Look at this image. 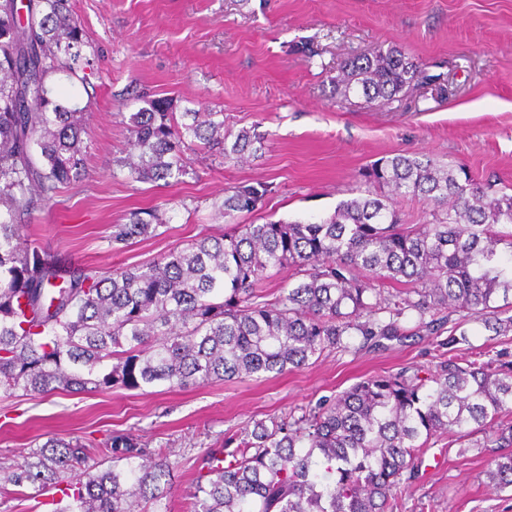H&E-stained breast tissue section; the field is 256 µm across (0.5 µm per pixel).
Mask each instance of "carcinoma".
Segmentation results:
<instances>
[{
	"label": "carcinoma",
	"mask_w": 512,
	"mask_h": 512,
	"mask_svg": "<svg viewBox=\"0 0 512 512\" xmlns=\"http://www.w3.org/2000/svg\"><path fill=\"white\" fill-rule=\"evenodd\" d=\"M87 46L69 0H0V395L202 386L444 329L439 347L470 349L471 318L493 340L512 333V258L497 252L504 240L512 249V193L416 155L374 161L361 173L367 194L315 221L240 224L237 215L261 209L271 189L235 186L218 206L224 235L107 275L85 267L62 279L21 231L84 168L83 109L49 81L64 73L87 83L99 69ZM422 78V62L389 46L341 62L329 84L346 100L393 101ZM134 100L143 106L115 161L133 181L179 178L195 147L226 164L264 149L254 129L224 131L220 109L178 114L166 97ZM395 197L423 199V223H404ZM167 223L158 209L132 211L112 225V241ZM274 269L293 283L269 299L258 285ZM488 424L495 429L470 447L499 449L488 484L512 489L508 352L486 361L443 353L426 377L408 368L369 376L206 450L195 458L190 512H397L431 437L445 434L451 445ZM101 453L105 467L80 438H50L0 466V482L61 494L52 512H137L143 503L167 512L169 449L115 436Z\"/></svg>",
	"instance_id": "carcinoma-1"
}]
</instances>
